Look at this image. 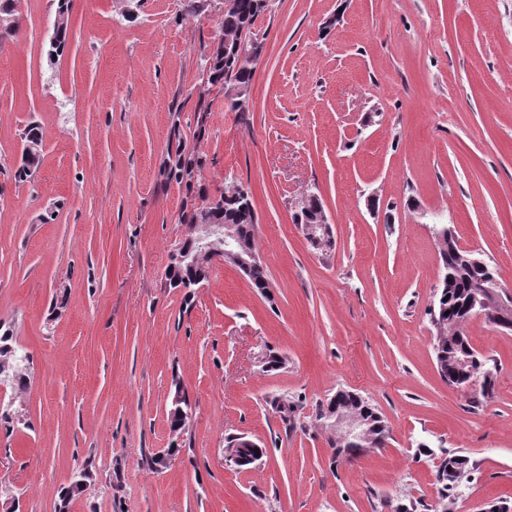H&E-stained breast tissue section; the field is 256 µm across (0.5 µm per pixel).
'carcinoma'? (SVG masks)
Here are the masks:
<instances>
[{"mask_svg":"<svg viewBox=\"0 0 512 512\" xmlns=\"http://www.w3.org/2000/svg\"><path fill=\"white\" fill-rule=\"evenodd\" d=\"M260 7L253 0H231L230 6L224 13L220 23L217 47L213 53L211 67L214 83L232 82L245 88L252 87L256 64L249 61L224 60V44L235 43L243 36L245 24H253L259 14ZM16 0H0V18L8 26V32H13ZM57 20L56 40L51 46L52 53H62L69 39L71 26L70 11L67 0H58L54 13ZM196 160L192 157H180L169 168L168 174L176 179H190L193 176ZM243 186L231 184L224 189V209L216 215L237 227L240 237L249 243H254L256 214L252 198H243ZM440 276L439 284L433 303V309L428 311L430 318L437 320L439 328L433 336V354L438 372L441 377L448 378L449 372L458 375L459 384L464 385L470 379L480 374L483 364L491 358L479 354L465 335V325L473 315V302L480 287L484 285L488 275H497L490 266L482 267L472 262L473 256L459 249L455 236L443 231V242L439 244ZM167 266L169 284L179 288L185 284L188 272L176 261L174 255H169ZM252 287L263 293L269 286L268 277L263 265H258L244 273ZM17 355L15 368L11 371L10 381L24 385L27 381L30 365V355L19 348L13 341V334L6 329L0 334V361ZM497 380H485L475 387L472 393L473 403L479 405L494 396ZM337 407L345 412L356 408L365 418L371 420L372 434L381 442L389 438L387 422L375 407L363 397L353 398L348 394L341 396ZM477 470V465L470 457L449 452L439 456L436 465V479L441 485V497L448 498L464 482H471V476Z\"/></svg>","mask_w":512,"mask_h":512,"instance_id":"obj_1","label":"carcinoma"}]
</instances>
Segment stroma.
I'll return each mask as SVG.
<instances>
[{
    "label": "stroma",
    "mask_w": 512,
    "mask_h": 512,
    "mask_svg": "<svg viewBox=\"0 0 512 512\" xmlns=\"http://www.w3.org/2000/svg\"><path fill=\"white\" fill-rule=\"evenodd\" d=\"M56 6L19 0L0 38V327L31 357L25 387L0 384V504L58 512L86 470L68 512H394L439 502L425 444L477 464L454 512L512 507V332L466 327L499 365L474 409L439 375L427 315L439 224L512 288V0H269L243 115L205 68L219 0H69L52 62ZM30 124L42 161L21 183ZM179 150L192 181L162 173ZM231 182L252 194L269 293L218 260L185 299L167 279L185 203ZM312 189L328 250L295 222ZM271 352L282 369H263ZM178 384L195 411L151 470ZM341 389L390 429L354 461L316 417ZM230 435L262 463L227 467ZM57 2V8L55 10L53 19L54 21L57 20V26L56 23L53 24L52 36L50 38V41H54L55 28L56 40L55 44L53 46L50 45L51 48L49 49L52 50V53L56 54V56L61 55L64 51L69 39V32L71 26L70 11L67 1L58 0ZM58 20H60L59 23Z\"/></svg>",
    "instance_id": "35a3bbf8"
}]
</instances>
